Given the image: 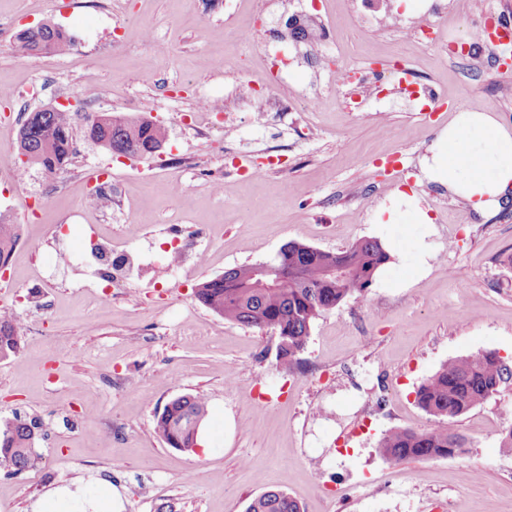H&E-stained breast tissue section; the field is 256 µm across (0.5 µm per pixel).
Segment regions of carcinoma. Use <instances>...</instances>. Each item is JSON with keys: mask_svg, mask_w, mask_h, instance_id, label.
I'll list each match as a JSON object with an SVG mask.
<instances>
[{"mask_svg": "<svg viewBox=\"0 0 512 512\" xmlns=\"http://www.w3.org/2000/svg\"><path fill=\"white\" fill-rule=\"evenodd\" d=\"M75 47L74 37L59 26L46 24L26 29L15 38L23 55L63 54ZM85 137L109 152L146 157L165 142V129L145 114L114 115L87 112ZM74 117L66 110L40 109L27 113L18 132L17 155L30 160L16 169L28 173L37 167L49 174L65 169L76 154ZM20 238L19 225L0 221V265L8 263ZM391 256L375 238L350 247L323 251L299 243L288 244L283 270L272 285L262 287L256 265L224 271L198 285L197 299L225 320L277 334L276 366L288 368L298 361L314 322L347 298L360 295ZM23 339L16 315L0 314V360L19 353ZM512 383V367L494 351H478L455 358L416 391L419 407L442 420L434 429L395 428L379 441L381 455L389 462L407 459L446 458L464 447L452 427L453 420L482 404ZM207 416L203 396L183 394L168 402L155 416V429L171 448H188L198 437ZM36 426L18 416L0 420V469L19 475L36 465ZM246 512H301L298 502L283 491H267L249 502Z\"/></svg>", "mask_w": 512, "mask_h": 512, "instance_id": "obj_1", "label": "carcinoma"}]
</instances>
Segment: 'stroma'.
<instances>
[{
	"instance_id": "obj_1",
	"label": "stroma",
	"mask_w": 512,
	"mask_h": 512,
	"mask_svg": "<svg viewBox=\"0 0 512 512\" xmlns=\"http://www.w3.org/2000/svg\"><path fill=\"white\" fill-rule=\"evenodd\" d=\"M313 40L284 36L289 16ZM512 0H0V218L20 239L0 291L19 318V353L0 360V417L39 425L34 468L0 471V512H31L51 488L103 473L126 512H245L268 490L302 512H512V385L457 418L448 458L387 461L393 428L430 429L418 387L449 359L492 350L512 362V207L485 217L420 181L418 158L461 107L512 125V65L473 44ZM429 20L428 39L416 27ZM40 23L75 38L58 56H21ZM249 30L248 42L238 34ZM384 71L340 86L336 68ZM432 86L441 111L411 92ZM149 114L167 139L152 158L116 157L75 129L78 153L51 185L40 171L5 180L23 113ZM271 157L263 176L235 162ZM107 178L112 202H91ZM47 205H39V198ZM397 223L433 220L431 268L397 269L313 325L300 364L276 369L275 335L224 320L196 286L274 261L289 242L336 252ZM199 233L178 265L171 227ZM133 257L111 309L91 242ZM234 387H226V371ZM207 398L192 451L167 446L155 415ZM125 424L111 442L104 423Z\"/></svg>"
}]
</instances>
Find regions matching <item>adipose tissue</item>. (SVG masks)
<instances>
[{"label": "adipose tissue", "mask_w": 512, "mask_h": 512, "mask_svg": "<svg viewBox=\"0 0 512 512\" xmlns=\"http://www.w3.org/2000/svg\"><path fill=\"white\" fill-rule=\"evenodd\" d=\"M420 166L428 182L447 188L473 211H499L512 195V127L488 112L457 110L428 145ZM33 512H126V500L102 478L50 489Z\"/></svg>", "instance_id": "obj_1"}]
</instances>
